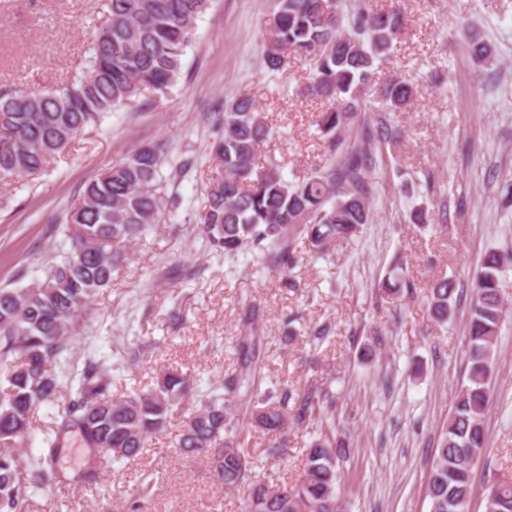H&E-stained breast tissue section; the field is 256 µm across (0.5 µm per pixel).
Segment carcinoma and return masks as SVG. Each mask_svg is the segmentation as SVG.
<instances>
[{
    "label": "carcinoma",
    "mask_w": 512,
    "mask_h": 512,
    "mask_svg": "<svg viewBox=\"0 0 512 512\" xmlns=\"http://www.w3.org/2000/svg\"><path fill=\"white\" fill-rule=\"evenodd\" d=\"M208 0H109V14L95 27L80 73L60 87L41 93L0 91V179L44 171L88 127L100 126L112 112L132 106L149 91L165 94L180 74L186 49ZM276 20L264 46L271 72L291 50L313 62L315 94L330 103L321 129L335 158L301 182L283 175L285 164L259 166L260 147L270 129L256 102L239 97L213 114L223 135L210 146L221 165L207 186L200 216L208 244L233 258L256 250V262L286 274L295 263L294 237L306 234L323 253L337 241L353 238L369 222L373 188L367 172L382 158L383 146L399 133L385 121H361L364 94L377 62L388 59L405 28L401 12H376L359 2L349 29L330 0H277ZM389 105L399 109L411 98L407 84L395 77L383 88ZM167 155L157 145L135 148L84 186L77 205L57 220L70 248L51 260L42 282L0 288V379L7 398L0 401V512H20L33 484L60 482L56 469L64 435L77 431L95 450L79 480L91 483L109 463L136 457L147 441L164 432L181 411L188 412L178 447L212 460L226 488H249L247 512H342L336 491L344 443L319 429L305 448L303 475L274 486L256 474L259 460L235 445L233 410L269 436L270 455L284 454L288 420L315 418L320 393L282 383L260 391L257 366L266 350L260 340L244 338L237 346V368L219 386L203 392L193 378L176 368L156 382L121 398L109 394L114 383L107 359L83 366L62 358L69 341L80 335V312L112 283L126 261V246L150 226L174 218V199L161 171ZM507 258L485 253L472 276L468 320L469 369L445 419L439 448L426 477L429 512H467L472 469L486 451L483 429L487 395L494 377L495 345L508 310L499 274ZM389 296L413 292L398 275L385 278ZM462 294L443 279L429 290L431 316L445 322ZM17 354L20 362L6 361ZM69 396L66 408L51 417L39 453L22 461L10 445L29 441L32 418L43 405ZM488 512H512V480L486 490Z\"/></svg>",
    "instance_id": "1"
}]
</instances>
